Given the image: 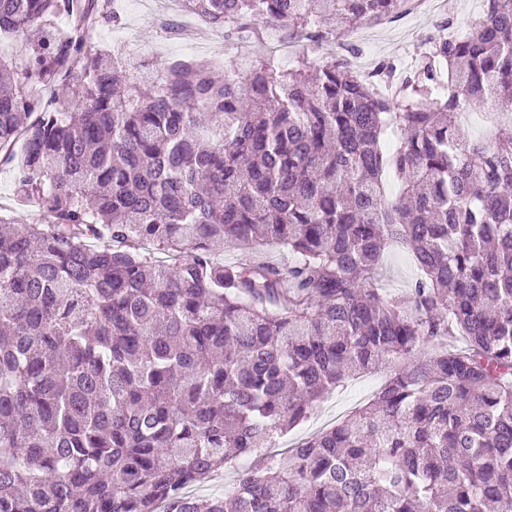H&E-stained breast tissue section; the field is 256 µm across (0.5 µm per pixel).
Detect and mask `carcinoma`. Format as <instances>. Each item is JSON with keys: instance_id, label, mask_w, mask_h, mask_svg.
<instances>
[{"instance_id": "cac0c4a2", "label": "carcinoma", "mask_w": 512, "mask_h": 512, "mask_svg": "<svg viewBox=\"0 0 512 512\" xmlns=\"http://www.w3.org/2000/svg\"><path fill=\"white\" fill-rule=\"evenodd\" d=\"M180 2L228 40L261 20L318 46L410 0ZM484 2L409 76L191 58L142 88L86 42L110 0H0V38L35 37L0 55V161L32 216L0 217V512H512V0ZM487 102L490 142L459 119ZM393 243L420 270L404 298L375 288ZM383 366L366 407L270 451ZM237 477L232 467L221 468L214 472L203 483L192 485L186 489L187 495L195 498H207L215 494L224 493V487L234 483Z\"/></svg>"}]
</instances>
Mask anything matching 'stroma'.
I'll use <instances>...</instances> for the list:
<instances>
[{
  "label": "stroma",
  "mask_w": 512,
  "mask_h": 512,
  "mask_svg": "<svg viewBox=\"0 0 512 512\" xmlns=\"http://www.w3.org/2000/svg\"><path fill=\"white\" fill-rule=\"evenodd\" d=\"M483 10V0H424L415 11L398 15L384 25L363 27L348 37L323 44L315 55L324 62L347 60L364 73L389 62L396 63L401 73H410L441 25L452 18L477 22ZM119 11L120 24L102 21L87 32L86 38L94 46L122 49L142 81L160 78L169 62L178 58H204L232 70L241 69L243 62L253 58V43L249 40L237 42L228 51L223 33L209 32L203 40L189 38L187 29L197 27L198 22L182 13L176 0H144L134 8L123 4ZM418 275L407 249L393 245L382 257L378 286L389 296H405ZM387 375V369L379 368L347 379L343 387L325 396L314 415L278 439L279 448L309 439L372 400Z\"/></svg>",
  "instance_id": "obj_1"
}]
</instances>
